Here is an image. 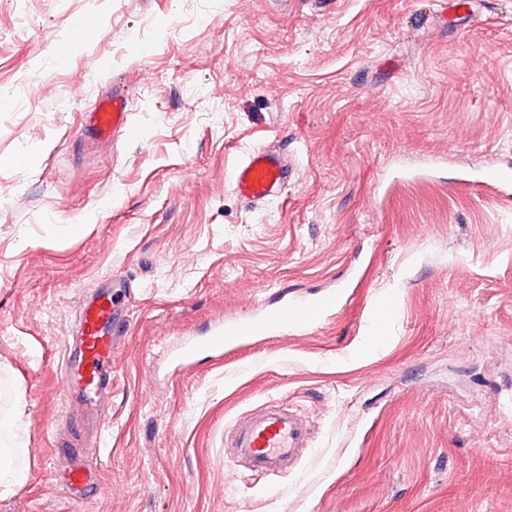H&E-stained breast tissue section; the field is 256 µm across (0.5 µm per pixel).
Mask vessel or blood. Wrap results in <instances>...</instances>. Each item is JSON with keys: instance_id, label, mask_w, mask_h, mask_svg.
Wrapping results in <instances>:
<instances>
[{"instance_id": "b4317fda", "label": "vessel or blood", "mask_w": 512, "mask_h": 512, "mask_svg": "<svg viewBox=\"0 0 512 512\" xmlns=\"http://www.w3.org/2000/svg\"><path fill=\"white\" fill-rule=\"evenodd\" d=\"M132 106L128 87L113 81L108 96L100 98L85 120L86 135L107 143L121 137L133 138L137 128L131 122ZM289 167L278 153L258 149L248 152L231 171V186L241 198L263 202L281 193ZM131 283L113 276L83 298L72 331L76 358L62 363L61 383L65 395H76L90 417L106 421L112 392V369L119 343L128 323L126 300ZM336 307L335 296L294 301L279 298L262 314L243 321L216 323L207 336L183 340L167 355L179 372L192 370L200 352L221 357L243 347L266 343L296 331L322 324ZM312 443L308 419L283 402L257 406L233 425L227 441V458L235 467L262 476L297 471Z\"/></svg>"}]
</instances>
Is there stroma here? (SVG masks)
Returning a JSON list of instances; mask_svg holds the SVG:
<instances>
[{
	"mask_svg": "<svg viewBox=\"0 0 512 512\" xmlns=\"http://www.w3.org/2000/svg\"><path fill=\"white\" fill-rule=\"evenodd\" d=\"M468 3L0 0V443L28 474L0 512H512V198L468 187L512 172V0ZM88 17L98 38L74 41ZM117 76L139 135L91 145ZM266 147L295 172L245 201L229 172ZM111 275L130 325L88 432L57 369ZM340 289L316 328L163 361ZM270 400L313 421L301 470L227 482L225 435ZM76 461L101 494L64 488Z\"/></svg>",
	"mask_w": 512,
	"mask_h": 512,
	"instance_id": "1",
	"label": "stroma"
}]
</instances>
